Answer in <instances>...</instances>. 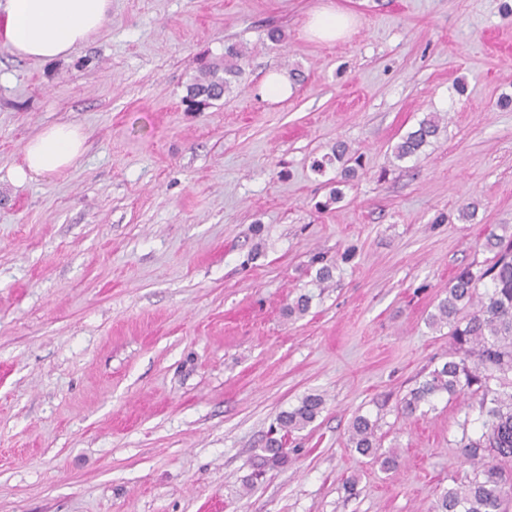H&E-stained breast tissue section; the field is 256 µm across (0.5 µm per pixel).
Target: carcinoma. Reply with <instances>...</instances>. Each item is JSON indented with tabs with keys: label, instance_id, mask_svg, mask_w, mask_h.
<instances>
[{
	"label": "carcinoma",
	"instance_id": "1",
	"mask_svg": "<svg viewBox=\"0 0 512 512\" xmlns=\"http://www.w3.org/2000/svg\"><path fill=\"white\" fill-rule=\"evenodd\" d=\"M243 49L237 43L224 45V63H211L187 88L183 99L187 109L203 111L232 90L240 73ZM440 118L429 113L418 125L401 137L394 146V157L401 161L414 157L438 135ZM347 143L338 141L321 160L313 163L322 173L335 163L343 164L342 172L352 171L348 163H359ZM496 250L494 262L486 267L460 270L448 288V296L430 315L431 327L449 326L453 353L443 364L429 370L402 399L400 410L406 416L425 413L434 401L446 394L467 397L478 407L480 433L467 438L461 452L473 464V475L442 491L432 512H508L512 502V479L504 473V465L512 462V240L499 236L488 239ZM476 311L469 312V309ZM319 395L305 396L278 419L279 428L287 433L299 431L313 423L323 409ZM376 425L370 418H354L349 445L363 456H371L386 470L396 466L393 453L379 452ZM264 459L274 464L285 458L282 443L270 439Z\"/></svg>",
	"mask_w": 512,
	"mask_h": 512
}]
</instances>
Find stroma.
Instances as JSON below:
<instances>
[{"mask_svg": "<svg viewBox=\"0 0 512 512\" xmlns=\"http://www.w3.org/2000/svg\"><path fill=\"white\" fill-rule=\"evenodd\" d=\"M323 2L112 0L66 60L0 44V512H429L472 475L467 398L399 407L452 349L428 319L455 273L512 238V0H331L356 23L330 43L303 32ZM228 42L232 91L187 111ZM272 70L297 71L287 98ZM430 112L438 136L395 159ZM57 122L81 162L15 182ZM339 140L361 167L314 172ZM309 394L317 419L260 465ZM359 414L395 469L349 447ZM263 91L270 97L288 96L292 91V86L288 77L279 71L269 72L263 81Z\"/></svg>", "mask_w": 512, "mask_h": 512, "instance_id": "stroma-1", "label": "stroma"}]
</instances>
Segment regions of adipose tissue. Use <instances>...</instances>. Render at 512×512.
I'll use <instances>...</instances> for the list:
<instances>
[{
	"label": "adipose tissue",
	"mask_w": 512,
	"mask_h": 512,
	"mask_svg": "<svg viewBox=\"0 0 512 512\" xmlns=\"http://www.w3.org/2000/svg\"><path fill=\"white\" fill-rule=\"evenodd\" d=\"M111 12L112 0H0V43L23 58L55 61L98 33ZM86 139L80 127L69 123L45 128L27 142L14 181L71 167L83 155Z\"/></svg>",
	"instance_id": "ef3b65f1"
}]
</instances>
